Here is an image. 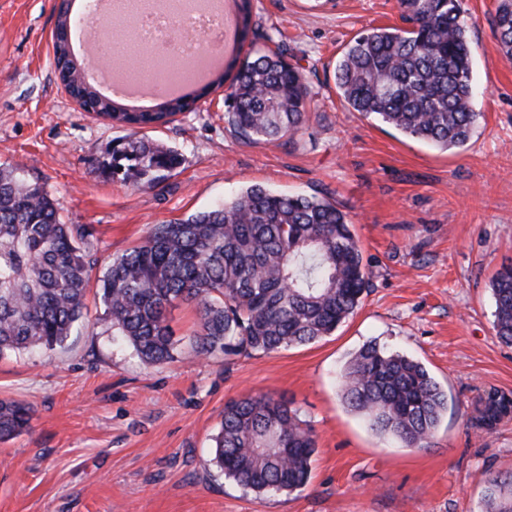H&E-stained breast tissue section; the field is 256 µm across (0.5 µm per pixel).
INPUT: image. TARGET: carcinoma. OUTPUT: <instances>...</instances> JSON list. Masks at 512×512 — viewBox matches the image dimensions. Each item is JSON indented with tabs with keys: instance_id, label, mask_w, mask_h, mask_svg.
I'll list each match as a JSON object with an SVG mask.
<instances>
[{
	"instance_id": "carcinoma-1",
	"label": "carcinoma",
	"mask_w": 512,
	"mask_h": 512,
	"mask_svg": "<svg viewBox=\"0 0 512 512\" xmlns=\"http://www.w3.org/2000/svg\"><path fill=\"white\" fill-rule=\"evenodd\" d=\"M463 0H399L407 31L374 28L354 38L339 61L336 82L356 112L441 149L462 147L481 117ZM250 0L238 4L237 32L245 38ZM55 28L54 64L69 75L68 90L90 111L134 128L164 123L184 111L169 98L154 112H131L97 93ZM492 28L512 60V0H498ZM231 78L227 122L242 139L275 144L302 124L309 95L299 67L279 50H257L224 71ZM179 153L145 137L127 140L96 169L146 185L168 177ZM93 231L61 220L45 187L0 166V355L61 345L84 318ZM368 286L363 254L347 215L335 203L252 186L230 202L186 219L155 224L138 245L112 258L97 288L104 321L142 361L162 366L177 341L169 308L192 302L198 328L189 337L200 357L253 356L314 343L352 316ZM493 328L512 345V266L490 282ZM342 398L372 430L409 447L430 438L447 398L425 367L375 342L363 345L341 374ZM484 428L512 416V397L480 398ZM31 410L0 400V441L27 431ZM212 462L228 479L259 495L303 490L317 441L292 402L246 395L224 406L213 436ZM484 512H512V472L485 481Z\"/></svg>"
}]
</instances>
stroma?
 Wrapping results in <instances>:
<instances>
[{"label": "stroma", "instance_id": "1", "mask_svg": "<svg viewBox=\"0 0 512 512\" xmlns=\"http://www.w3.org/2000/svg\"><path fill=\"white\" fill-rule=\"evenodd\" d=\"M497 0H465L474 108L464 147L410 138L353 111L336 87L346 44L377 27L411 29L398 0H253L244 59L266 35L309 88L300 128L247 143L224 118L226 87L147 129L181 165L147 187L96 169L128 127L86 112L53 65L60 0H0V165L43 184L65 223L94 230L102 276L112 257L164 224L251 186L325 198L347 213L370 270L355 314L305 346L231 360L191 355L193 305L170 309L174 361L144 364L112 343L103 308L64 346L0 358V399L29 405L27 432L0 443V512H481L484 481L512 469V418L476 423L484 391L512 396V346L492 326L489 282L512 264V61L494 37ZM420 362L448 397L428 447L384 438L344 403L338 376L369 341ZM283 395L318 451L299 492L260 496L225 479L211 438L227 402Z\"/></svg>", "mask_w": 512, "mask_h": 512}]
</instances>
